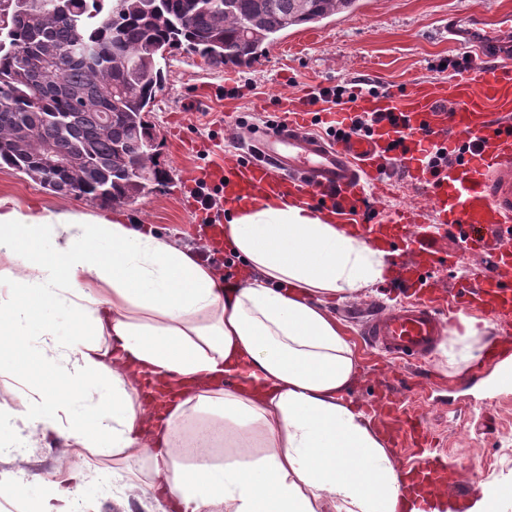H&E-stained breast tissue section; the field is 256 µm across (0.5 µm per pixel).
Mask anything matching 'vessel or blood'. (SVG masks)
I'll use <instances>...</instances> for the list:
<instances>
[{
  "label": "vessel or blood",
  "mask_w": 512,
  "mask_h": 512,
  "mask_svg": "<svg viewBox=\"0 0 512 512\" xmlns=\"http://www.w3.org/2000/svg\"><path fill=\"white\" fill-rule=\"evenodd\" d=\"M448 33L455 43L485 53L494 67L479 79L468 73L451 76L438 91L417 84L406 107L395 110L396 122H381L369 138L321 139L307 133L306 113L291 109L279 130L252 133L255 157L245 166L232 164L226 185L230 201L256 189L275 196L311 191L335 204L337 212L348 213L371 193L387 192L382 161L398 131L408 132L398 167L426 190L427 210L408 208L357 227L365 240L394 238L414 255L413 261L399 263L397 274L416 288V299L373 314L363 331L372 347L396 360L425 357L443 338L440 297L426 265L438 257L447 234L480 262L476 282L457 290L460 304L512 322V12L455 15ZM426 128L432 137L423 136ZM468 138L477 145L463 164L433 180L422 162L425 149L434 143L452 148ZM411 470L430 496L439 491L442 477L459 476L454 496L461 502L476 479L475 471H462L457 461L439 466L422 454Z\"/></svg>",
  "instance_id": "1"
}]
</instances>
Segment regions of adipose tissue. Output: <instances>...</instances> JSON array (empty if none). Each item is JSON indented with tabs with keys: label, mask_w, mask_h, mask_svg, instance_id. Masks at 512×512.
I'll list each match as a JSON object with an SVG mask.
<instances>
[{
	"label": "adipose tissue",
	"mask_w": 512,
	"mask_h": 512,
	"mask_svg": "<svg viewBox=\"0 0 512 512\" xmlns=\"http://www.w3.org/2000/svg\"><path fill=\"white\" fill-rule=\"evenodd\" d=\"M224 243L244 282L121 212L27 214L0 198V373L34 390L0 415L78 457L147 456L172 512H417L410 475L349 397L361 355L327 309L383 283L391 252L260 192L229 212ZM487 329L457 313L438 369L481 365ZM199 412L223 428L183 442ZM220 442L234 451L222 465L175 463Z\"/></svg>",
	"instance_id": "adipose-tissue-1"
}]
</instances>
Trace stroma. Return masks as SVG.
<instances>
[{
	"label": "stroma",
	"instance_id": "obj_1",
	"mask_svg": "<svg viewBox=\"0 0 512 512\" xmlns=\"http://www.w3.org/2000/svg\"><path fill=\"white\" fill-rule=\"evenodd\" d=\"M510 9L512 0H359L353 11L289 29L247 67L209 66L195 54L173 50L165 82L146 114L157 134L156 161L170 179L125 205V212L134 223L149 225L180 245L195 246L201 214L190 191L203 166L223 167L225 154L237 153L233 137L239 118L277 113L283 96L300 105L308 92L356 79L380 81L393 91L395 101H403L416 83L447 82V74L436 72L435 64L463 55V48L448 36L449 15ZM0 197L15 200L31 214L60 207L92 216L108 213L84 199L49 193L5 165H0ZM442 246L449 259L429 267L428 274L445 293L469 280L476 262L454 238L444 239ZM411 296L410 288L389 279L372 288L365 300L331 305V313L364 356L352 398L369 406L382 427H392L398 418L421 423L430 433L427 454L475 464L486 482L511 476L512 391L489 387L495 360L484 357L482 367L448 377L436 368L438 354L402 368L365 343L360 318L365 304H392ZM19 442L25 444V453L8 454V447ZM70 452L56 433L33 437L20 419L10 418L0 426V483L35 481L41 492H49L63 479L60 462ZM80 465L83 512H164L165 502L150 494L134 497L120 485L106 491L98 482L116 470L148 485L152 474L147 457L88 454Z\"/></svg>",
	"mask_w": 512,
	"mask_h": 512
}]
</instances>
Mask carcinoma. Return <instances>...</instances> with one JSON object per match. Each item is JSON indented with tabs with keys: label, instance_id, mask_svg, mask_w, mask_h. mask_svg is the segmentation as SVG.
<instances>
[{
	"label": "carcinoma",
	"instance_id": "obj_1",
	"mask_svg": "<svg viewBox=\"0 0 512 512\" xmlns=\"http://www.w3.org/2000/svg\"><path fill=\"white\" fill-rule=\"evenodd\" d=\"M357 2L122 0L117 10L113 0H50L26 14L27 0H0V165L56 195L132 203L168 177L145 120L167 53L185 46L209 65L246 64L284 31ZM48 140L72 165L44 166Z\"/></svg>",
	"mask_w": 512,
	"mask_h": 512
}]
</instances>
